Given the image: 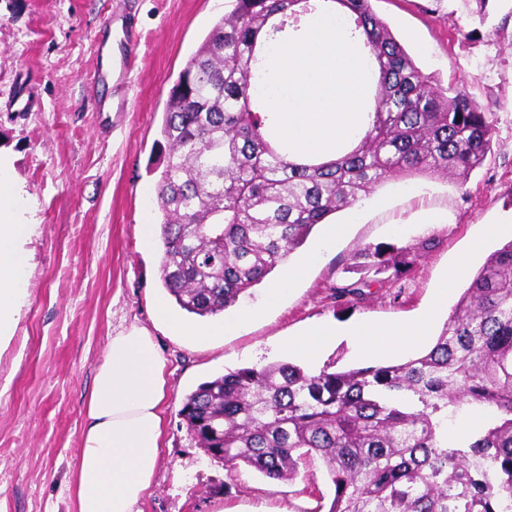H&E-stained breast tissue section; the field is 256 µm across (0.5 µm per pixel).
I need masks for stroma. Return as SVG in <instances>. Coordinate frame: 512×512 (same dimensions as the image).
<instances>
[{
	"label": "stroma",
	"instance_id": "1",
	"mask_svg": "<svg viewBox=\"0 0 512 512\" xmlns=\"http://www.w3.org/2000/svg\"><path fill=\"white\" fill-rule=\"evenodd\" d=\"M371 6L424 75L465 87L488 113L492 150L462 189L426 175L377 186L343 237L326 244L314 230L291 255L293 267L320 252L276 308L200 348L154 318V304L169 298L162 244L143 238L141 226L160 222L155 170L168 154L160 128L169 91L226 0H0V101L25 88L40 104L27 113L0 110V150L38 225L25 245L26 303L0 350V512H72L93 376L110 337L133 325L147 329L168 359L164 450L143 512H317L331 498L317 459L289 481L244 465L227 470L188 434L179 414L185 396L231 370L294 361L281 344L310 325L411 319L429 307L474 236L488 235L471 259L474 271L512 240V0ZM106 12L136 28L137 66L117 92L125 112L99 111V99L115 92L106 87L95 97L86 87ZM423 241L427 249L412 255L401 279L353 303L333 299V284L357 279L358 249Z\"/></svg>",
	"mask_w": 512,
	"mask_h": 512
}]
</instances>
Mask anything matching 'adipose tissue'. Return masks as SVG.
<instances>
[{"label":"adipose tissue","instance_id":"obj_1","mask_svg":"<svg viewBox=\"0 0 512 512\" xmlns=\"http://www.w3.org/2000/svg\"><path fill=\"white\" fill-rule=\"evenodd\" d=\"M26 210L22 192L10 179V165L0 156V342L13 335L24 301L18 276L26 260L23 243L32 230ZM466 269L463 260L448 269L431 307L418 318L391 324H317L283 347L313 363L339 336L349 337L365 361L410 350L426 342L435 319L444 313L448 288ZM167 396L166 360L149 331L134 326L111 336L87 402L73 512H141L139 504L161 460Z\"/></svg>","mask_w":512,"mask_h":512}]
</instances>
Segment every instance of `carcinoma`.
<instances>
[{
    "instance_id": "cac0c4a2",
    "label": "carcinoma",
    "mask_w": 512,
    "mask_h": 512,
    "mask_svg": "<svg viewBox=\"0 0 512 512\" xmlns=\"http://www.w3.org/2000/svg\"><path fill=\"white\" fill-rule=\"evenodd\" d=\"M230 0L169 91L157 181L162 282L181 309L214 316L236 305L313 229L398 176H453L466 186L491 152L494 124L469 93L434 86L371 0ZM334 4L379 71L372 126L343 156L297 162L267 126L253 79L269 40ZM363 273L333 287L364 295L409 265L386 248L353 255ZM482 411L458 446L448 421ZM180 416L228 468L289 480L318 457L334 487L328 512H512V241L472 276L431 344L407 361L311 373L291 362L245 367L201 383Z\"/></svg>"
}]
</instances>
